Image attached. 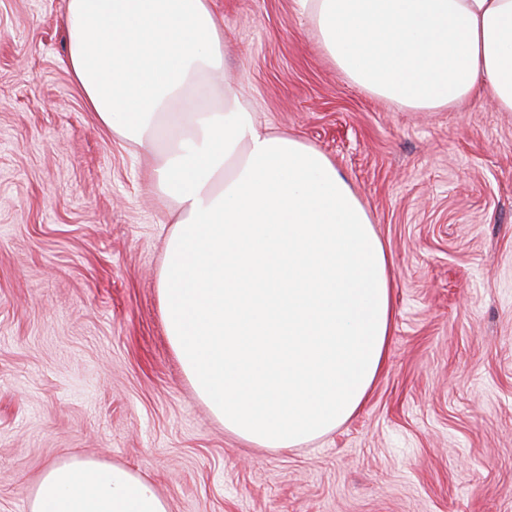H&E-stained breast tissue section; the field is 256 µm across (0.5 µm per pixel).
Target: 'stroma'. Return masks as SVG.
<instances>
[{"label":"stroma","mask_w":512,"mask_h":512,"mask_svg":"<svg viewBox=\"0 0 512 512\" xmlns=\"http://www.w3.org/2000/svg\"><path fill=\"white\" fill-rule=\"evenodd\" d=\"M258 122L328 154L392 258L383 373L289 450L225 431L165 333L154 154L68 71L63 0H0V512L82 455L170 512H512V112H408L352 85L292 0H211Z\"/></svg>","instance_id":"1"}]
</instances>
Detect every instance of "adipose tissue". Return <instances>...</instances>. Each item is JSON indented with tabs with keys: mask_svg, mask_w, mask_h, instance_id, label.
<instances>
[{
	"mask_svg": "<svg viewBox=\"0 0 512 512\" xmlns=\"http://www.w3.org/2000/svg\"><path fill=\"white\" fill-rule=\"evenodd\" d=\"M350 83L409 112L472 97L512 112V0H292ZM72 81L99 125L156 150L177 214L159 272L170 344L225 430L262 448L321 437L386 363L392 258L346 176L256 125L224 76L210 0H65ZM30 512H169L140 474L49 463Z\"/></svg>",
	"mask_w": 512,
	"mask_h": 512,
	"instance_id": "obj_1",
	"label": "adipose tissue"
}]
</instances>
